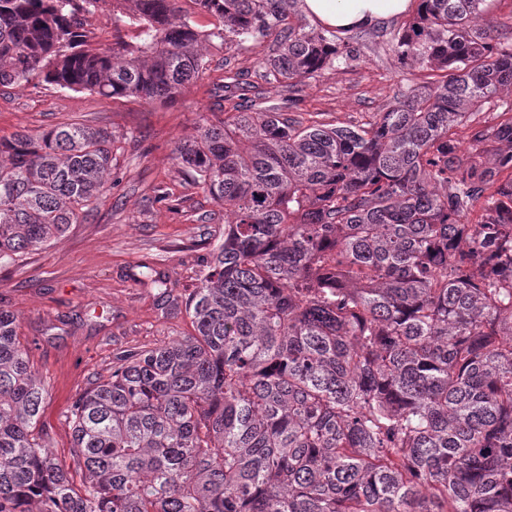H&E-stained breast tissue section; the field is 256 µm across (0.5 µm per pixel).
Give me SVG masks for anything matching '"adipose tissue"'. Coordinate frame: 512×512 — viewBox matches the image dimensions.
Wrapping results in <instances>:
<instances>
[{
    "instance_id": "adipose-tissue-1",
    "label": "adipose tissue",
    "mask_w": 512,
    "mask_h": 512,
    "mask_svg": "<svg viewBox=\"0 0 512 512\" xmlns=\"http://www.w3.org/2000/svg\"><path fill=\"white\" fill-rule=\"evenodd\" d=\"M410 0H304L305 12L321 23L348 29L404 13Z\"/></svg>"
}]
</instances>
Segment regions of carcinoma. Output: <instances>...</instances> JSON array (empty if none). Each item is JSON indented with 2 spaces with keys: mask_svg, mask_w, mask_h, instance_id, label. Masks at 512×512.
I'll list each match as a JSON object with an SVG mask.
<instances>
[{
  "mask_svg": "<svg viewBox=\"0 0 512 512\" xmlns=\"http://www.w3.org/2000/svg\"><path fill=\"white\" fill-rule=\"evenodd\" d=\"M111 2L112 45L83 28ZM0 0V86L172 103L215 39L276 45L293 96L347 55L303 0ZM485 0H417L392 43L444 71L367 120L306 125L229 67L224 118L176 159L224 209L194 333L122 350L46 453L48 391L0 307V512H512V43ZM468 128L461 154L457 127ZM115 137L0 139V267L108 188ZM79 471L77 484L71 471Z\"/></svg>",
  "mask_w": 512,
  "mask_h": 512,
  "instance_id": "cac0c4a2",
  "label": "carcinoma"
}]
</instances>
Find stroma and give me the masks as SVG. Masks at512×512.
I'll use <instances>...</instances> for the list:
<instances>
[{
    "instance_id": "stroma-1",
    "label": "stroma",
    "mask_w": 512,
    "mask_h": 512,
    "mask_svg": "<svg viewBox=\"0 0 512 512\" xmlns=\"http://www.w3.org/2000/svg\"><path fill=\"white\" fill-rule=\"evenodd\" d=\"M404 22L395 16L374 31L349 33V52L321 76L308 80L293 113L303 122H347L384 111L396 94L426 78L391 50ZM269 43L242 41L209 47L205 78L174 103L104 98L33 80L0 87V138L35 134L68 123L112 132L118 150L114 181L94 209L64 237L29 251L15 267L0 269V307L17 318V334L49 396L41 426L53 457L69 462L70 408L75 398L112 372L118 351L191 334L186 314H171L147 270L165 275L174 295L198 285L203 260L224 241V214L175 159L178 142L219 112L211 94L225 64L260 83L271 105H288L283 84H264Z\"/></svg>"
}]
</instances>
